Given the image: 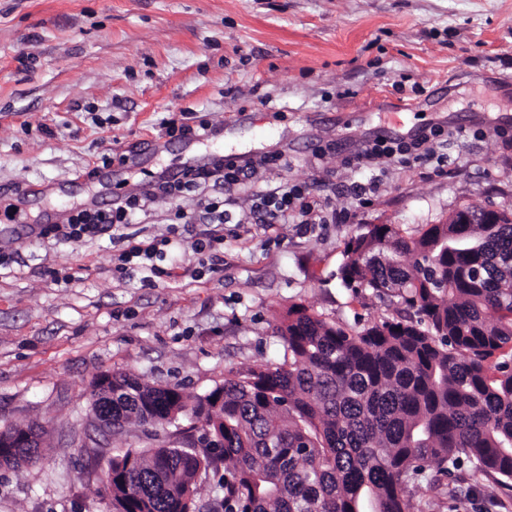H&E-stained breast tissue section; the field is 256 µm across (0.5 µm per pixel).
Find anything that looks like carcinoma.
I'll use <instances>...</instances> for the list:
<instances>
[{"label": "carcinoma", "mask_w": 512, "mask_h": 512, "mask_svg": "<svg viewBox=\"0 0 512 512\" xmlns=\"http://www.w3.org/2000/svg\"><path fill=\"white\" fill-rule=\"evenodd\" d=\"M465 205L416 238L376 224L346 247L353 293L396 298L397 316L352 331L300 306L277 329L284 360L229 371L190 400L104 374L112 430L203 421L202 450L128 449L102 478L112 512H196L201 470L224 512H409L407 490L463 467L512 489V212L460 224ZM27 448L0 465L28 463Z\"/></svg>", "instance_id": "carcinoma-1"}]
</instances>
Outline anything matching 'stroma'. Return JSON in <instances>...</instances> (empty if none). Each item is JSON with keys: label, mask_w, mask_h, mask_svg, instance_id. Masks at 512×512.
Here are the masks:
<instances>
[{"label": "stroma", "mask_w": 512, "mask_h": 512, "mask_svg": "<svg viewBox=\"0 0 512 512\" xmlns=\"http://www.w3.org/2000/svg\"><path fill=\"white\" fill-rule=\"evenodd\" d=\"M211 123L203 144L163 118ZM449 138L422 165L356 169L378 137ZM280 152L287 168L227 191L234 211L307 183L319 224H228L215 271L195 275L199 197L157 201L132 224L70 243L47 234L68 204L204 163ZM374 183L368 202L353 183ZM0 430L38 424L35 465L0 467V512H110L101 476L129 448L185 447L181 416L102 432V373L209 393L231 370L281 362L289 306L360 329L396 307L344 288L347 242L375 224L414 237L474 204L512 209V0H0ZM171 236L158 271L120 275L128 243ZM409 486L410 512H512V491L457 472Z\"/></svg>", "instance_id": "1"}]
</instances>
